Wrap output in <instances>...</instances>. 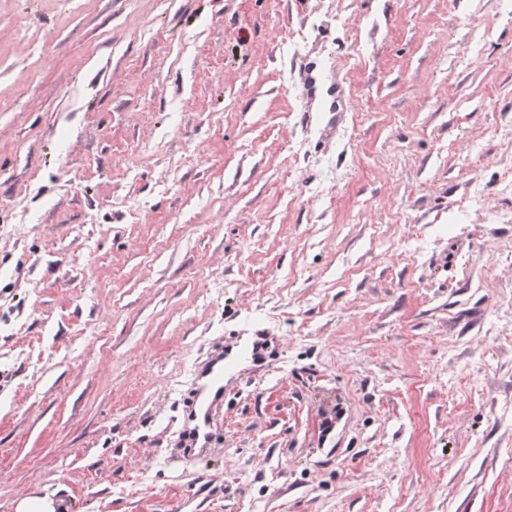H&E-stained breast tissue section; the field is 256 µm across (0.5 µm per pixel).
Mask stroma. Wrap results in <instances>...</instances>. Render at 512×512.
Masks as SVG:
<instances>
[{"mask_svg": "<svg viewBox=\"0 0 512 512\" xmlns=\"http://www.w3.org/2000/svg\"><path fill=\"white\" fill-rule=\"evenodd\" d=\"M31 494L512 512V0H0V512ZM261 337L262 336H254L249 342L242 345L235 353L232 352V349L225 353L224 351H221L220 353L212 356L202 367L199 374V380L201 382L204 381V383H200L195 407L191 410L188 418L191 426H189L185 431L187 442L186 446L190 448V451H195L196 448H205L209 436L208 429L210 427L212 411L214 407L224 399V377L227 375L233 376L237 372L243 355L248 353L253 355L259 349ZM205 387L212 388L214 390V394L211 400L207 403L201 420L198 417L196 409L201 392Z\"/></svg>", "mask_w": 512, "mask_h": 512, "instance_id": "stroma-1", "label": "stroma"}]
</instances>
